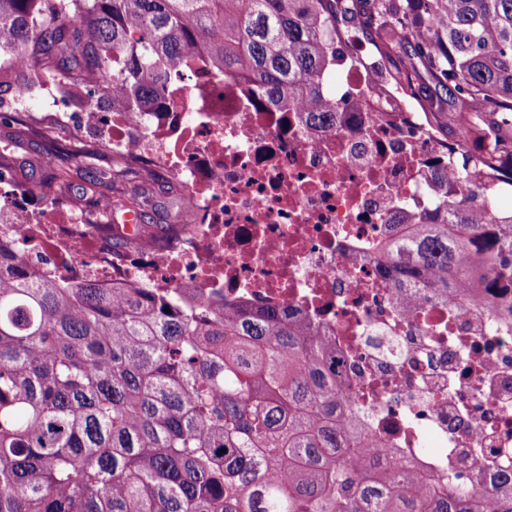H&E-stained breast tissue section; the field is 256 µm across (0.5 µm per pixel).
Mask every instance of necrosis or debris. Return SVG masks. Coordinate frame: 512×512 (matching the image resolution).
I'll use <instances>...</instances> for the list:
<instances>
[{
	"label": "necrosis or debris",
	"mask_w": 512,
	"mask_h": 512,
	"mask_svg": "<svg viewBox=\"0 0 512 512\" xmlns=\"http://www.w3.org/2000/svg\"><path fill=\"white\" fill-rule=\"evenodd\" d=\"M368 54L353 35L337 47L340 116L325 128L225 80L201 50L138 115L99 105L126 83L123 66L79 83L77 96H53L54 111L111 133L114 155L173 183L189 202L185 223L162 242L112 250L106 213L63 208L56 191L31 205L5 155L0 238L56 281L287 308L335 340L336 374L393 457L431 480L484 485L512 470V317L499 313L512 290L429 298L409 313L396 303L378 246L396 216L435 207L430 174L448 148L403 84L375 97Z\"/></svg>",
	"instance_id": "obj_1"
}]
</instances>
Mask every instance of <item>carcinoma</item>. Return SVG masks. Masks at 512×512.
Segmentation results:
<instances>
[{
  "instance_id": "carcinoma-1",
  "label": "carcinoma",
  "mask_w": 512,
  "mask_h": 512,
  "mask_svg": "<svg viewBox=\"0 0 512 512\" xmlns=\"http://www.w3.org/2000/svg\"><path fill=\"white\" fill-rule=\"evenodd\" d=\"M351 2L385 55L412 47L392 79L455 139L438 205L381 245L399 299L512 288V208L490 181L512 146V0ZM334 39L336 0H0V53L25 65L0 88L32 89L28 72L93 80L120 58L148 112L201 47L224 77L326 126ZM89 155L57 150L31 189L81 177L86 209L133 212L140 239L161 238L147 191L116 186L151 173L91 171ZM331 360L284 308L64 285L0 244V512H512L511 471L433 487L374 446L344 420Z\"/></svg>"
}]
</instances>
